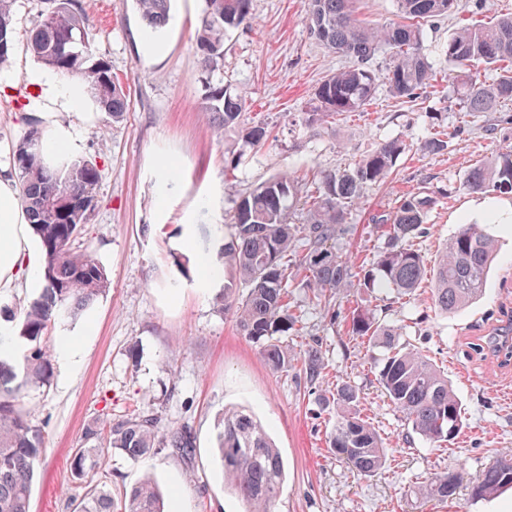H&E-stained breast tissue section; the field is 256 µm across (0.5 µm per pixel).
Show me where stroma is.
I'll return each instance as SVG.
<instances>
[{"label": "stroma", "instance_id": "stroma-1", "mask_svg": "<svg viewBox=\"0 0 512 512\" xmlns=\"http://www.w3.org/2000/svg\"><path fill=\"white\" fill-rule=\"evenodd\" d=\"M82 6L88 55L109 62L129 107L117 120L90 107L58 115L74 128L76 157L92 160L100 171L95 207L79 244L104 267L109 286L77 317L49 328V381L20 392L21 406L31 411L45 441L30 512H73L75 501L96 486L119 500L146 478L163 493L167 512H243L216 457V435L228 407L254 413L281 452L286 479L274 512H512V489L485 499L471 494L495 457L512 451V361L478 348L483 336L512 319V223L485 221L499 244L495 268L483 295L448 315L435 310L428 279L401 299L385 288L370 294L354 289L327 310L301 277H289L288 304L298 324L288 345L298 352L319 350L323 369L314 381L298 362L272 369L223 310V282L201 286L194 264H174L185 231L193 252L219 256L244 189L283 171L300 176L343 169L387 138L399 139L406 150L386 184L366 187L339 233L337 251L357 266L373 260L385 242V228L374 216L407 193L429 190L439 198L413 246L433 261L474 201L458 188L465 170L504 144L497 127L501 113L471 118L463 112L455 83L442 75V47L461 25L512 14V0H469L465 12L426 23L425 54L440 77L415 102L392 98L382 83L363 110L318 125L306 120L314 92L346 60L311 38L307 0H252V27L230 33L224 62L208 77L195 45L203 0H171L167 25L152 35L134 0H82ZM47 9L45 0L13 5L16 41L8 71L15 88L0 93L4 169L13 167L26 118L41 112L33 104L19 106L17 99L27 93V72L38 66L26 42ZM149 35L163 44L161 54L143 50ZM209 82L246 93L243 121L267 124L264 147L241 148V158H232L237 131L214 128L200 110ZM438 130L447 135V150L420 152L421 140ZM36 297L24 287L0 294V312L11 317L0 346L21 356L30 345L19 336L18 317ZM359 306L399 328L402 341L447 375L465 408L454 440L436 444L412 433L385 396L376 380L378 350L349 330ZM74 346L80 356L70 366L66 351ZM345 382L356 387L357 412L389 450L385 466L369 477L329 449L337 416L330 398ZM151 412L162 430H192V458L162 448L133 460L106 449L93 476L73 477L70 457L90 423ZM460 471L465 479L452 501L442 504L414 492L430 474Z\"/></svg>", "mask_w": 512, "mask_h": 512}]
</instances>
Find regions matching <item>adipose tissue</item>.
<instances>
[{"label":"adipose tissue","instance_id":"adipose-tissue-1","mask_svg":"<svg viewBox=\"0 0 512 512\" xmlns=\"http://www.w3.org/2000/svg\"><path fill=\"white\" fill-rule=\"evenodd\" d=\"M26 81L31 92L43 99L47 108L57 106L79 111L84 109L87 93L83 83L62 79L54 71L37 68L28 72ZM24 210L12 178H0V291L24 280L27 287H38L35 272L41 259L39 242L25 237Z\"/></svg>","mask_w":512,"mask_h":512}]
</instances>
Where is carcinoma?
Returning <instances> with one entry per match:
<instances>
[{
	"mask_svg": "<svg viewBox=\"0 0 512 512\" xmlns=\"http://www.w3.org/2000/svg\"><path fill=\"white\" fill-rule=\"evenodd\" d=\"M142 19L151 30L164 27L170 18L171 0H135ZM360 0H308L311 37L325 48L349 59V65L328 75L316 88L315 106L307 113L311 122L328 123L346 112L364 109L376 93L379 79L373 60L384 51L390 63L384 79L390 93L413 99L437 80V72L424 53V23L465 10L464 0H396L403 21L374 26L358 13ZM13 0H0V66L13 51ZM80 0H49L47 13L29 37L27 48L44 66L62 77L85 81L95 105L117 119L127 111L124 88L115 82L104 60L85 65L88 33L81 25ZM252 24L251 0H204L196 46L203 72L216 71L224 60V36L230 30ZM448 77L460 85L465 111L505 112L512 105V15L488 22L462 25L443 46ZM483 65L498 71L481 81L471 67ZM246 99L225 86L208 87L202 109L219 127L234 128L252 149L263 147L268 128L262 123L241 125ZM28 129L13 152V169L19 183L28 223L45 252L42 270L45 287L28 305L21 320V336L34 343L22 364V381L16 366L0 354V512H30V497L37 465L44 448L29 416L18 407L24 386L46 384L50 375V350L41 339L55 320L72 317L105 292L107 276L95 259L75 250L74 242L94 208V188L99 169L90 159L44 157L45 131L39 121L27 120ZM447 141L437 131L419 150L437 154ZM405 145L385 139L351 168L321 173L308 179L292 174L276 175L235 201L232 234L224 243V266L236 281L248 288L241 301L233 300L239 330L259 345L261 354L276 370L291 359L302 361L307 376H320L318 349L294 353L282 337L295 329L298 320L288 309V265L298 257L296 274L316 292L318 302L331 307L346 289L353 287V264L336 253V237L347 223L350 209L368 185L385 181ZM459 189L471 194L512 193V147L505 146L491 158L467 171ZM437 203L435 192H413L402 197L376 223L387 227L386 247L365 271L361 288L378 282L400 296H409L427 276L423 256L408 241L424 233L429 211ZM70 211L73 224L59 223L60 210ZM304 222L296 224L298 214ZM495 239L477 224H464L450 238L433 264L435 307L443 312L462 309L483 292L496 257ZM352 335L369 338L386 350L378 384L391 403L408 420L412 431L437 443L448 441V425L463 427L464 408L448 378L419 350L399 342L400 332L376 320L367 307L353 311ZM357 399L355 388L344 384L336 390L337 403L345 411L336 419L330 447L361 476H371L387 461L388 450L371 425L350 411ZM223 428L217 435L218 456L224 480L247 506V512H272L284 483V463L278 448L251 414L224 411ZM129 458L138 459L164 446L190 457L194 437L187 428L159 435V418L153 413L86 428L82 446L72 453V475L84 479L99 462L98 443ZM512 483V454H502L485 468L472 486L475 496L491 497ZM415 493L440 502L455 496L448 490V474L430 477ZM74 512H163L161 496L150 480L134 487L123 506L116 507L104 489L89 492Z\"/></svg>",
	"mask_w": 512,
	"mask_h": 512,
	"instance_id": "carcinoma-1",
	"label": "carcinoma"
}]
</instances>
